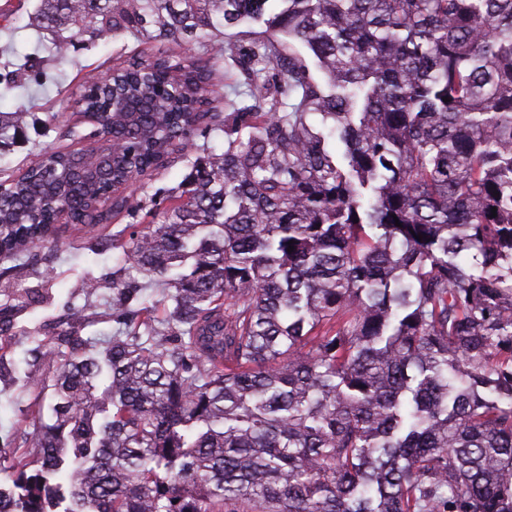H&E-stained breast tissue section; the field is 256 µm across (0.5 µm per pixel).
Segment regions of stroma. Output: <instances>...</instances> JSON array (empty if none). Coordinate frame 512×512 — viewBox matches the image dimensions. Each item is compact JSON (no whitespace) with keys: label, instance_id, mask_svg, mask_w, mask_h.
Returning <instances> with one entry per match:
<instances>
[{"label":"stroma","instance_id":"obj_1","mask_svg":"<svg viewBox=\"0 0 512 512\" xmlns=\"http://www.w3.org/2000/svg\"><path fill=\"white\" fill-rule=\"evenodd\" d=\"M37 6L38 0H0V9L6 13L0 18V51L8 48L21 57L42 52L44 35L28 27ZM132 60L124 38L108 34L90 42L77 37L66 58L28 69L22 85L0 78V112L20 106L28 111L19 132L0 145V182L39 155L87 144L92 126L79 119L76 107L85 79L106 76ZM64 100L69 101V110H61ZM190 172L176 152L165 167L133 182L129 193L141 206L113 218L111 232L126 238L156 222L173 204ZM100 232L97 226L62 224L56 244L40 249L36 264L17 267L12 260L0 259V304L8 295L30 288H47L52 294L50 305L33 307L18 317L12 336L4 342L20 376L33 374L43 384H51L48 363L35 359L33 350L68 327L77 311L96 313L97 321L86 333L98 343L123 333V324L112 316V274L127 263L121 250L98 245ZM88 278L97 283L95 293L86 291ZM21 393V387L0 384V448L13 449L24 430Z\"/></svg>","mask_w":512,"mask_h":512}]
</instances>
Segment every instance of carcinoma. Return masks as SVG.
<instances>
[{"instance_id": "cac0c4a2", "label": "carcinoma", "mask_w": 512, "mask_h": 512, "mask_svg": "<svg viewBox=\"0 0 512 512\" xmlns=\"http://www.w3.org/2000/svg\"><path fill=\"white\" fill-rule=\"evenodd\" d=\"M35 19L58 58L66 32L185 48L116 69L139 175L187 109L227 146L121 244L166 320L118 277L104 361L76 330L36 348L56 378L23 380L0 512L65 490L74 512H512V0H40ZM63 157L0 192V258L53 243L28 210ZM99 205L79 219L130 208ZM48 300L0 306V339Z\"/></svg>"}]
</instances>
